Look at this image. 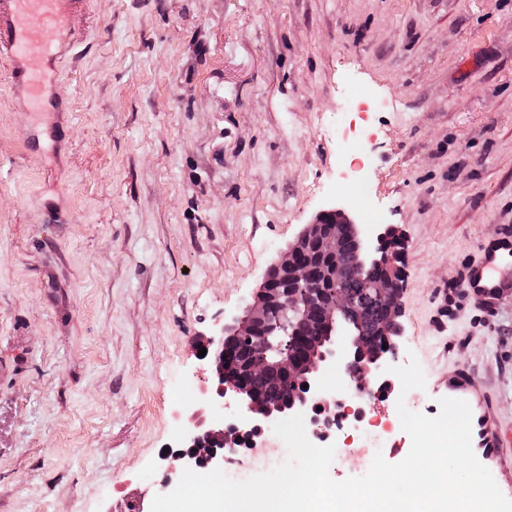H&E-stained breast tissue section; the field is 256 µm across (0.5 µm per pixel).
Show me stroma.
Here are the masks:
<instances>
[{
    "label": "stroma",
    "instance_id": "obj_1",
    "mask_svg": "<svg viewBox=\"0 0 512 512\" xmlns=\"http://www.w3.org/2000/svg\"><path fill=\"white\" fill-rule=\"evenodd\" d=\"M71 40L59 113L0 57V512H151L200 337L331 205L405 242L426 416L459 368L512 428V297L462 292L512 235V0H88Z\"/></svg>",
    "mask_w": 512,
    "mask_h": 512
}]
</instances>
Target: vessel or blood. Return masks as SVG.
I'll list each match as a JSON object with an SVG mask.
<instances>
[{"mask_svg":"<svg viewBox=\"0 0 512 512\" xmlns=\"http://www.w3.org/2000/svg\"><path fill=\"white\" fill-rule=\"evenodd\" d=\"M76 0H0V56L12 65V88L33 109L59 111L52 92L56 68L64 57L59 45L67 33ZM467 296L490 302L512 294V241L488 248L482 266L470 269ZM449 397L466 401L472 414V446L478 460L500 470L504 494L512 498V455L505 452L497 410L486 390L466 372H449Z\"/></svg>","mask_w":512,"mask_h":512,"instance_id":"vessel-or-blood-1","label":"vessel or blood"}]
</instances>
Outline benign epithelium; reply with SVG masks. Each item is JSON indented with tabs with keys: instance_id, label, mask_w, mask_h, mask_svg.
Wrapping results in <instances>:
<instances>
[{
	"instance_id": "benign-epithelium-1",
	"label": "benign epithelium",
	"mask_w": 512,
	"mask_h": 512,
	"mask_svg": "<svg viewBox=\"0 0 512 512\" xmlns=\"http://www.w3.org/2000/svg\"><path fill=\"white\" fill-rule=\"evenodd\" d=\"M345 229L352 263L361 268L370 261L379 268L376 279L353 294L344 288L321 287V273L309 261L318 256L336 260ZM358 237L353 219L342 207L323 209L306 225L288 251L266 270L261 284L242 314L202 340L207 350L203 370L213 380L202 388L197 407L186 415L182 448L168 455V469H222L238 452L236 431L243 427L256 437L292 411L302 412L313 426L315 407L326 400L319 373L328 366L341 369L351 381L367 376L385 380L386 368L398 354V342L386 347L363 336L350 315L366 297L384 302L388 320L396 322L401 306V243L377 237L375 256ZM347 330L351 347L336 349V336ZM279 370L292 393L290 406L265 401L252 380L270 367Z\"/></svg>"
}]
</instances>
